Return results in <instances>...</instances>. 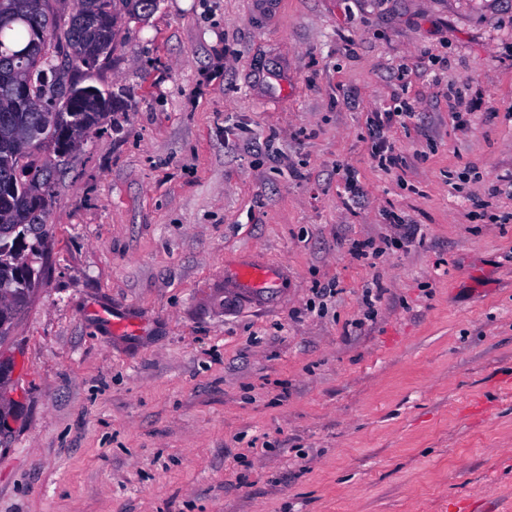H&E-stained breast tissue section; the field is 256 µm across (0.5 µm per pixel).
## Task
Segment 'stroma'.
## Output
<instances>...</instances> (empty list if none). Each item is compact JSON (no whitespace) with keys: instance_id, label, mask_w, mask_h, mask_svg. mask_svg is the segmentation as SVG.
Masks as SVG:
<instances>
[{"instance_id":"35a3bbf8","label":"stroma","mask_w":512,"mask_h":512,"mask_svg":"<svg viewBox=\"0 0 512 512\" xmlns=\"http://www.w3.org/2000/svg\"><path fill=\"white\" fill-rule=\"evenodd\" d=\"M77 77L130 102L32 157L0 512H512V0H159ZM417 116L414 105L408 100H393L392 104L370 112L366 118L371 154L378 159L379 165L386 169L402 166L403 157L396 152V146L390 141L387 132L397 122L405 123ZM234 274L240 282L257 288H265L274 280L271 267L255 263L240 264Z\"/></svg>"}]
</instances>
